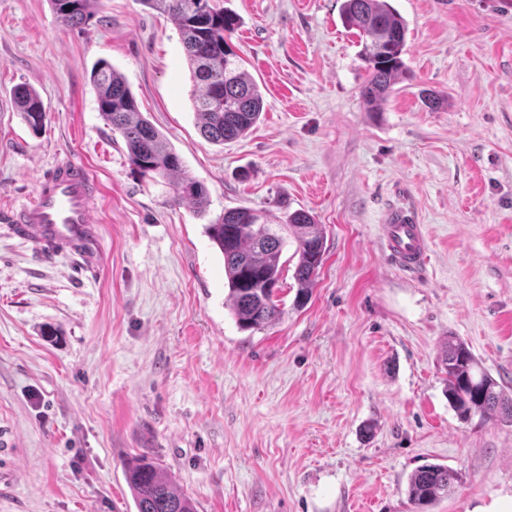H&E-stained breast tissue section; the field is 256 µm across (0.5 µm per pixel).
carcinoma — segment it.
<instances>
[{
  "instance_id": "1",
  "label": "carcinoma",
  "mask_w": 512,
  "mask_h": 512,
  "mask_svg": "<svg viewBox=\"0 0 512 512\" xmlns=\"http://www.w3.org/2000/svg\"><path fill=\"white\" fill-rule=\"evenodd\" d=\"M147 8L165 14L177 27L196 90L193 103L203 138L216 144L244 136L260 119L263 97L258 84L242 68V58L227 41L239 27L238 15L219 0H141ZM61 23L83 27L95 16L98 0H49ZM343 24L356 31L359 56L367 72L361 89L366 109L379 112L405 73L407 24L386 0H344ZM99 112L105 123L121 133L133 169L170 181L173 201L207 210L203 183L183 168L180 155L163 134L138 110L122 74L102 61L91 75ZM18 112L33 133H39L46 111L38 93L26 84L14 93ZM212 242L224 256L231 309L240 329L261 330L283 314L277 300L281 255L288 239L296 243L298 260L293 278L298 286L295 304L304 305L325 255L323 225L304 210L289 213L281 224L268 223L259 209L224 210L205 225ZM442 371L446 375L448 404L463 422L478 415L512 423V394L481 368L462 340L450 336L442 343ZM125 478L137 512H197L195 502L180 490L163 469L145 457L125 465ZM456 474L446 466L430 464L409 478L407 495L416 505L428 506L448 497Z\"/></svg>"
}]
</instances>
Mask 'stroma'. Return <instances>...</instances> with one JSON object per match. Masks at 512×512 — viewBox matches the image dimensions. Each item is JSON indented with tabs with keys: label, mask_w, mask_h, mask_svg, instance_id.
I'll return each mask as SVG.
<instances>
[{
	"label": "stroma",
	"mask_w": 512,
	"mask_h": 512,
	"mask_svg": "<svg viewBox=\"0 0 512 512\" xmlns=\"http://www.w3.org/2000/svg\"><path fill=\"white\" fill-rule=\"evenodd\" d=\"M388 2L408 24L409 78L369 112L343 0H224L264 111L218 146L167 16L99 0L67 28L49 0H0V210L31 201L57 160L82 161L105 256L92 275L0 223V512H136L123 463L139 455L198 512H512V424L458 420L439 363L457 337L512 392V0ZM102 60L204 183V215L131 166L98 111ZM20 84L43 101L40 134L15 108ZM397 206L425 226L414 273L379 243ZM235 207L324 228L306 304L290 246L284 315L253 332L205 232ZM430 463L459 481L420 507L407 479Z\"/></svg>",
	"instance_id": "stroma-1"
}]
</instances>
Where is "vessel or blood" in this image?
Segmentation results:
<instances>
[{"label":"vessel or blood","instance_id":"obj_1","mask_svg":"<svg viewBox=\"0 0 512 512\" xmlns=\"http://www.w3.org/2000/svg\"><path fill=\"white\" fill-rule=\"evenodd\" d=\"M100 186L81 161L65 158L35 183L32 200L7 216L16 234L44 255L66 250L76 255L80 267L95 271L100 263V233L94 208ZM385 253L399 267L412 272L426 259L423 227L412 210L392 208L381 224Z\"/></svg>","mask_w":512,"mask_h":512}]
</instances>
